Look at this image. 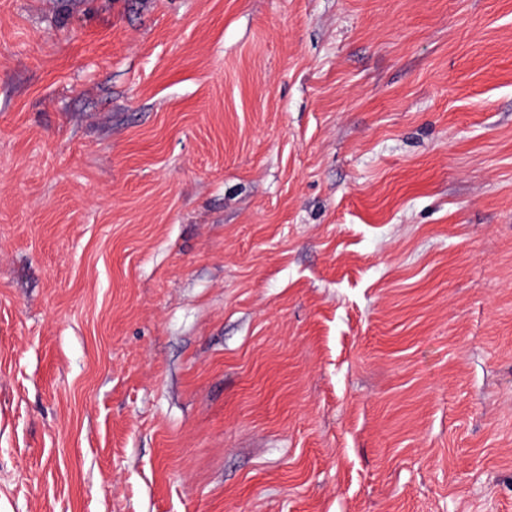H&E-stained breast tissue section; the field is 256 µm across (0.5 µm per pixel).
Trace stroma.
<instances>
[{
    "label": "stroma",
    "instance_id": "stroma-1",
    "mask_svg": "<svg viewBox=\"0 0 512 512\" xmlns=\"http://www.w3.org/2000/svg\"><path fill=\"white\" fill-rule=\"evenodd\" d=\"M0 512H512V0H0Z\"/></svg>",
    "mask_w": 512,
    "mask_h": 512
}]
</instances>
